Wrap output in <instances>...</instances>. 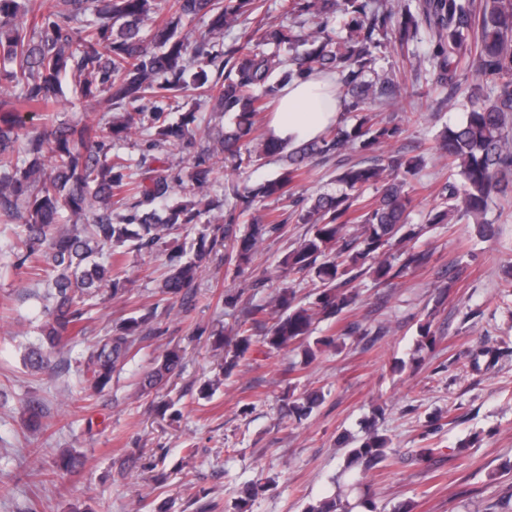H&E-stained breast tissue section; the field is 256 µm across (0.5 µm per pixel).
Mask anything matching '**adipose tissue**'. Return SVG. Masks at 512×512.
Here are the masks:
<instances>
[{
    "mask_svg": "<svg viewBox=\"0 0 512 512\" xmlns=\"http://www.w3.org/2000/svg\"><path fill=\"white\" fill-rule=\"evenodd\" d=\"M330 79L288 85L269 123L272 137L297 143L320 135L343 110Z\"/></svg>",
    "mask_w": 512,
    "mask_h": 512,
    "instance_id": "adipose-tissue-1",
    "label": "adipose tissue"
}]
</instances>
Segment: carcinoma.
<instances>
[{"label":"carcinoma","mask_w":512,"mask_h":512,"mask_svg":"<svg viewBox=\"0 0 512 512\" xmlns=\"http://www.w3.org/2000/svg\"><path fill=\"white\" fill-rule=\"evenodd\" d=\"M260 7V0H40L34 7L0 0V90L13 91L0 114V217L21 227L12 267L34 276L49 272L40 343L23 357L30 371L48 367L60 342L83 332L89 301L129 292V280L114 268L131 252L166 257L169 271L159 293L183 307L194 300L199 273L218 242H232L226 260L245 271L259 245L283 226L271 213L253 214L254 203L293 196L314 161L334 163L339 189L309 205L294 200L299 223L310 228L281 261L269 304L251 316L273 320L264 338L270 349L299 344L312 358L315 348L335 344L332 336L310 342L313 325L319 318H339L356 303L353 283L359 277L390 284L429 258L406 245L419 235L408 227L406 185L420 162L401 150L385 164L372 156L400 128L371 107L402 105L398 83L392 74L378 73L377 61L383 49L402 50L422 30L431 43L432 85L448 91V104L462 89L464 70L475 78L474 88L493 86L491 95H469L470 110L438 142L439 156L455 164L460 182L442 186L426 223L466 217L493 233V224L483 219L489 201L512 192V137L506 134L512 114V0H419L414 11H399L392 0H289L291 23L245 26ZM237 26L234 42L224 46V33ZM315 74L336 76L351 119L296 145L272 137L251 144L265 106L284 87ZM69 75L81 98L101 100L118 115L104 125L50 115ZM189 97L215 103L230 123L202 130L194 112L170 118ZM24 112L45 113V126L28 129ZM133 135L145 137L146 154L138 160L118 150ZM168 150L186 156L188 166L145 168L146 160L158 161L148 153ZM267 157L283 161L279 174L243 187L224 223H212V212L224 209V199L211 196L217 163L246 168ZM370 187L379 197L367 203L363 194ZM65 210L76 217L74 223H60ZM243 215L250 220L242 233L236 219ZM182 227L196 229V236L189 242L175 237ZM292 274L320 281L309 305L294 304ZM156 331L150 313L117 325L84 362L85 396L102 393L136 342ZM250 344V336L237 331L229 356L224 334L212 335L214 355L230 368ZM181 365L179 350L166 349L140 376L137 396L160 389ZM322 401L314 389L290 395L288 415L301 419ZM44 418L43 404L30 401L28 427H45ZM389 445L370 427L349 450L351 464L360 467L350 484L385 461ZM86 465L84 455L67 452L58 458L55 474L77 473Z\"/></svg>","instance_id":"carcinoma-1"}]
</instances>
